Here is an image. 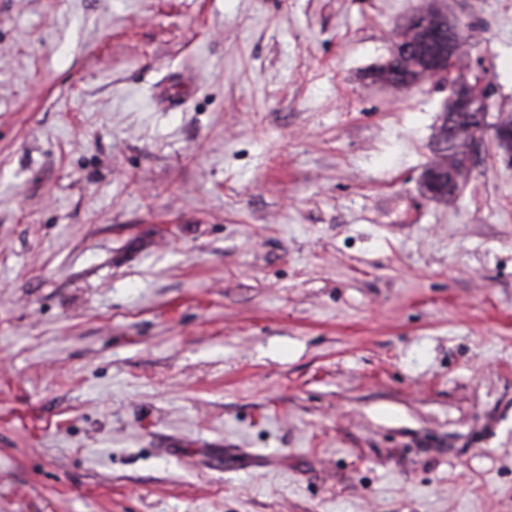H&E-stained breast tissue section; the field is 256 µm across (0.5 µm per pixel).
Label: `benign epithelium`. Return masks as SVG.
I'll list each match as a JSON object with an SVG mask.
<instances>
[{
	"mask_svg": "<svg viewBox=\"0 0 512 512\" xmlns=\"http://www.w3.org/2000/svg\"><path fill=\"white\" fill-rule=\"evenodd\" d=\"M422 19L419 31L422 40L431 46V51L416 60L412 69L426 71L430 82L439 91L445 93L440 104L443 114L457 115L472 111L474 96L481 90L489 94L486 71L482 68L464 67L460 63L462 47L459 31L448 32L444 25L446 14L432 4L417 13ZM494 139L496 144L512 147V127L501 122L485 120L470 128L467 143L470 147L469 164H474L476 147L485 137ZM422 184L426 195L436 201H442L457 194L454 174L446 169L427 167L424 170Z\"/></svg>",
	"mask_w": 512,
	"mask_h": 512,
	"instance_id": "obj_1",
	"label": "benign epithelium"
}]
</instances>
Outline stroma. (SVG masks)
<instances>
[{"instance_id": "obj_1", "label": "stroma", "mask_w": 512, "mask_h": 512, "mask_svg": "<svg viewBox=\"0 0 512 512\" xmlns=\"http://www.w3.org/2000/svg\"><path fill=\"white\" fill-rule=\"evenodd\" d=\"M425 2L0 0V512H512V159L428 199L368 77Z\"/></svg>"}]
</instances>
